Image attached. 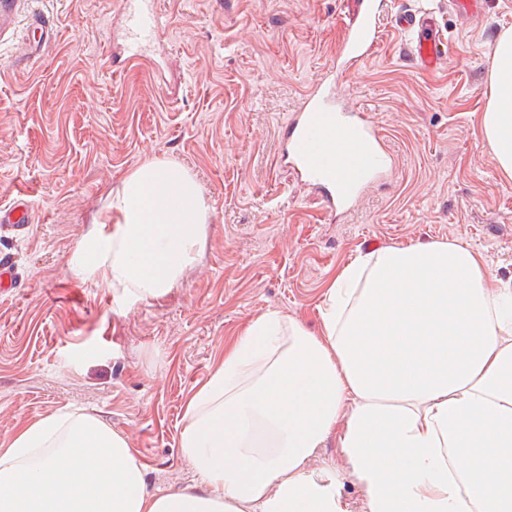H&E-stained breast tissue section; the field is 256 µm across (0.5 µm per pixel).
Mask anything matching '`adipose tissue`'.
Wrapping results in <instances>:
<instances>
[{"mask_svg": "<svg viewBox=\"0 0 512 512\" xmlns=\"http://www.w3.org/2000/svg\"><path fill=\"white\" fill-rule=\"evenodd\" d=\"M489 85L483 139L512 178V32ZM211 218L186 167L150 159L94 211L69 269L121 307L159 299ZM319 317L315 333L268 311L227 341L178 434L199 487L149 489L126 438L71 410L0 448V512H512V284L461 242L378 247L330 280ZM331 443L341 465L320 459Z\"/></svg>", "mask_w": 512, "mask_h": 512, "instance_id": "1", "label": "adipose tissue"}]
</instances>
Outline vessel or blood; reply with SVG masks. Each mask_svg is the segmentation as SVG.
<instances>
[{
  "label": "vessel or blood",
  "mask_w": 512,
  "mask_h": 512,
  "mask_svg": "<svg viewBox=\"0 0 512 512\" xmlns=\"http://www.w3.org/2000/svg\"><path fill=\"white\" fill-rule=\"evenodd\" d=\"M484 0H449L458 17L480 20ZM122 63L136 66L150 45L163 34L156 0H123ZM384 16L380 0H360L347 26L335 64L304 94L298 110L280 129L281 159L322 199L328 213L350 211L364 191L394 169L384 137L367 113L344 102L337 92L339 73L359 67L375 52ZM397 31L408 39L416 67L434 71L445 66L447 40L432 15L403 11L393 16ZM32 222L30 202L22 197L0 209V223L26 230Z\"/></svg>",
  "instance_id": "b4317fda"
}]
</instances>
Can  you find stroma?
<instances>
[{"mask_svg":"<svg viewBox=\"0 0 512 512\" xmlns=\"http://www.w3.org/2000/svg\"><path fill=\"white\" fill-rule=\"evenodd\" d=\"M27 2L56 32L36 56L27 28L0 39V207L26 189L33 208L26 232L0 226L14 267L0 293V448L82 408L127 438L149 489L195 487L177 445L184 406L248 319L278 310L316 328L328 282L373 246L460 240L512 277V179L479 125L512 0H487V18L468 25L448 0H384L391 15H435L448 62L417 69L386 24L374 56L348 71L338 93L376 123L395 174L336 219L280 164L279 128L333 61L357 0H159L164 38L148 65L120 72L121 0ZM153 157L195 174L212 219L179 286L127 310L67 262L108 192ZM89 346L96 359H83Z\"/></svg>","mask_w":512,"mask_h":512,"instance_id":"1","label":"stroma"}]
</instances>
